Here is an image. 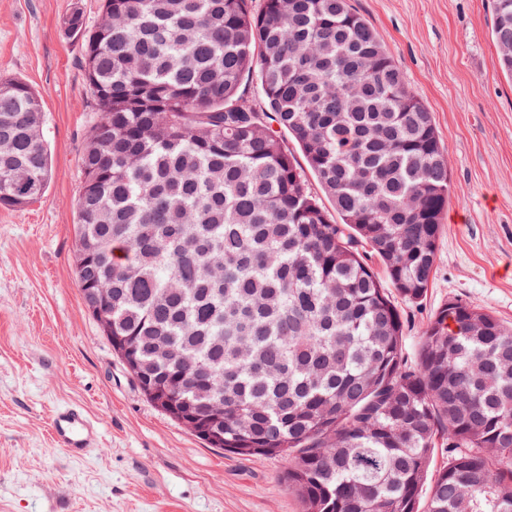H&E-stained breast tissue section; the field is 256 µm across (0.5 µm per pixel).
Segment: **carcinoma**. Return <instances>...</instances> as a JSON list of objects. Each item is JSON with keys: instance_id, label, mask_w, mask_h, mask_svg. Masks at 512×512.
I'll return each mask as SVG.
<instances>
[{"instance_id": "obj_1", "label": "carcinoma", "mask_w": 512, "mask_h": 512, "mask_svg": "<svg viewBox=\"0 0 512 512\" xmlns=\"http://www.w3.org/2000/svg\"><path fill=\"white\" fill-rule=\"evenodd\" d=\"M248 2L112 0L106 33L65 15L95 112L80 292L102 289L112 349L171 419L214 411L209 446L292 457L302 512H512V327L450 301L416 363L403 353L393 294L425 296L450 200L433 113L348 0ZM492 13L512 79V0ZM250 74L260 109L239 93ZM42 109L0 81L1 206L51 180ZM161 339L184 359L156 357Z\"/></svg>"}]
</instances>
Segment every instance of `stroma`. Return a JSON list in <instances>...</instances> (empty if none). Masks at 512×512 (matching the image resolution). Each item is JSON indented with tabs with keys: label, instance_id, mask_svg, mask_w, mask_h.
<instances>
[{
	"label": "stroma",
	"instance_id": "stroma-1",
	"mask_svg": "<svg viewBox=\"0 0 512 512\" xmlns=\"http://www.w3.org/2000/svg\"><path fill=\"white\" fill-rule=\"evenodd\" d=\"M101 0H0V81L44 99L53 178L20 208L0 206V512H300L284 457L207 447L165 416L87 313L76 281L81 151L93 113L81 40ZM383 35L448 148L451 198L425 296L398 300L404 353L458 300L512 325V80L498 65L491 0H350ZM84 407L98 448L77 460L49 433L54 408Z\"/></svg>",
	"mask_w": 512,
	"mask_h": 512
}]
</instances>
